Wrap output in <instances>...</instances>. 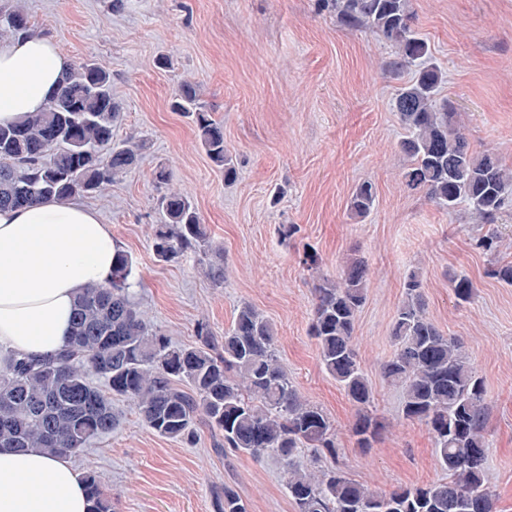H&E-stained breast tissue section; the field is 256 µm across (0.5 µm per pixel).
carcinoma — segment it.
Returning a JSON list of instances; mask_svg holds the SVG:
<instances>
[{"label":"carcinoma","instance_id":"obj_1","mask_svg":"<svg viewBox=\"0 0 512 512\" xmlns=\"http://www.w3.org/2000/svg\"><path fill=\"white\" fill-rule=\"evenodd\" d=\"M319 2L343 26L389 44L394 70L415 69L394 98L406 131L399 147L410 160L405 186L424 192L445 212L466 205L483 224L512 210V170L492 152L473 151L456 126L451 102L438 98L444 74L429 62V43L413 27L412 0ZM30 33L19 4L0 6V36ZM171 108L193 123L224 180H234L237 169L224 145V126L202 102L198 85L182 82ZM119 118L111 74L92 61L71 67L43 111L0 124V208L88 196L122 178L139 162L145 143L131 137L113 144ZM375 200V186L363 182L352 193L350 209L366 216ZM157 206L162 220L152 244L156 260L204 255L206 277L223 282L221 253L212 247L194 200L170 191L157 198ZM498 242L491 228L476 239L489 253ZM136 287L132 257L119 250L109 285H91L78 295L71 335L59 352L41 359L7 354L0 365V447L76 452L112 432L117 423L112 398L122 397L161 436L191 443L203 423L222 434L226 452L256 461L278 456L295 512H494L495 494L486 482L488 393L461 341L426 316L418 272L404 280L391 329L394 349L381 373L402 389L404 418L431 434L445 477L388 493L370 491L336 468L315 476L296 465L303 448L336 457L335 429L288 377L273 325L254 307L241 306L220 341L199 322L196 341L177 344L151 326L135 300ZM366 288V265L354 259L338 280L314 286L310 325L323 369L357 408L353 433L363 448L380 429L369 413L374 393L354 343ZM451 288L460 304L475 295L466 277L452 279ZM92 373L108 390L93 384ZM84 481L91 512H116L95 474ZM213 512H248V506L226 484L214 498Z\"/></svg>","mask_w":512,"mask_h":512}]
</instances>
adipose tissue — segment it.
I'll use <instances>...</instances> for the list:
<instances>
[{
  "mask_svg": "<svg viewBox=\"0 0 512 512\" xmlns=\"http://www.w3.org/2000/svg\"><path fill=\"white\" fill-rule=\"evenodd\" d=\"M71 62L50 38L0 39V123L45 108ZM118 244L110 225L81 202L0 209V347L50 356L69 338L74 303L112 279ZM68 456L0 448V512H88Z\"/></svg>",
  "mask_w": 512,
  "mask_h": 512,
  "instance_id": "adipose-tissue-1",
  "label": "adipose tissue"
}]
</instances>
